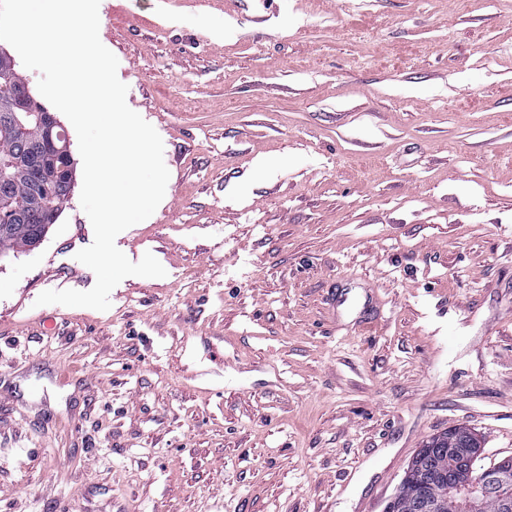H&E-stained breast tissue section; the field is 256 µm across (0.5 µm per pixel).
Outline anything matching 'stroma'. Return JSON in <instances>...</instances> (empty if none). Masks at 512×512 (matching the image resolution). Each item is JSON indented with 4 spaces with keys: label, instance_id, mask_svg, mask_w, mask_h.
Listing matches in <instances>:
<instances>
[{
    "label": "stroma",
    "instance_id": "1",
    "mask_svg": "<svg viewBox=\"0 0 512 512\" xmlns=\"http://www.w3.org/2000/svg\"><path fill=\"white\" fill-rule=\"evenodd\" d=\"M99 37L170 172L117 245L166 275L37 305L95 283L76 194L0 260V512H383L431 435L512 457V0H100Z\"/></svg>",
    "mask_w": 512,
    "mask_h": 512
}]
</instances>
